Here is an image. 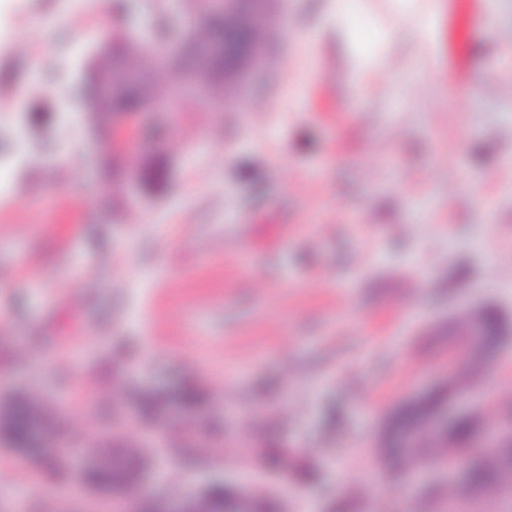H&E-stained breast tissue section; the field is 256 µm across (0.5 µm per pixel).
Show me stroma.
<instances>
[{"label": "stroma", "mask_w": 512, "mask_h": 512, "mask_svg": "<svg viewBox=\"0 0 512 512\" xmlns=\"http://www.w3.org/2000/svg\"><path fill=\"white\" fill-rule=\"evenodd\" d=\"M105 0H0V396L53 407L80 468L84 447L130 408L128 386L194 388L153 442L176 480L286 483L295 512H448L465 474L403 477L386 492L375 454L390 416L466 370L460 318L492 306L500 330L468 396L489 425L512 414V0L496 30L484 0H438L434 40L388 31L363 75L328 0H281L272 64L235 108L199 101L130 112L159 142L132 154L113 194L104 140L71 101L67 121L20 140L17 107L53 108L120 27ZM285 448L291 462L255 468ZM52 460L0 447V512H88Z\"/></svg>", "instance_id": "obj_1"}]
</instances>
